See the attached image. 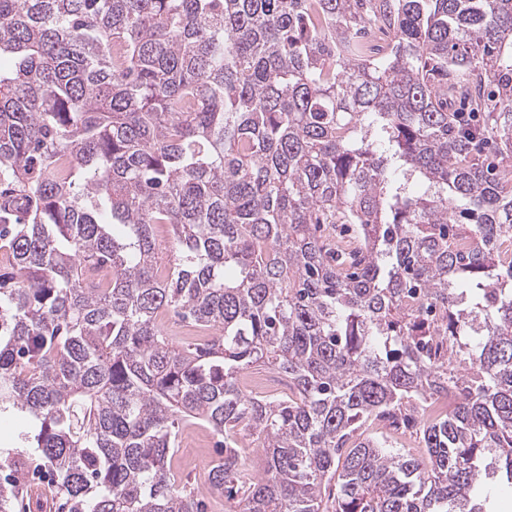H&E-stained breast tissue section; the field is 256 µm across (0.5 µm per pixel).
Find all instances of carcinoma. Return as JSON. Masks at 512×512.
<instances>
[{
  "label": "carcinoma",
  "instance_id": "obj_1",
  "mask_svg": "<svg viewBox=\"0 0 512 512\" xmlns=\"http://www.w3.org/2000/svg\"><path fill=\"white\" fill-rule=\"evenodd\" d=\"M5 53L0 416L32 426L0 512H204L173 471L192 420L224 437L225 512H486L512 483V186L484 153L512 158V0H0ZM253 367L288 398L247 396ZM373 433L375 436L380 437L388 436L389 443L396 448H405L406 450H410L411 453L415 455H419L418 452H422V448H419L421 445L419 443V436L413 432L412 429H402L401 432H397L392 428L387 429H374ZM482 490L483 498L488 500L491 511L512 512V485L499 482L486 483L482 485Z\"/></svg>",
  "mask_w": 512,
  "mask_h": 512
}]
</instances>
